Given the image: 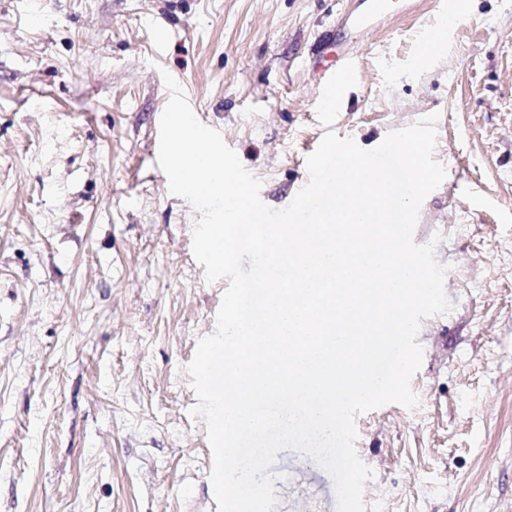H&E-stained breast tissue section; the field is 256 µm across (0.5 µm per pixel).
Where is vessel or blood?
<instances>
[{"mask_svg": "<svg viewBox=\"0 0 512 512\" xmlns=\"http://www.w3.org/2000/svg\"><path fill=\"white\" fill-rule=\"evenodd\" d=\"M439 24L427 28L428 42H440L446 31L444 22L459 18L460 0H434ZM398 12V0H356L354 6L341 12L335 23L325 26L316 36L310 61L317 81L324 93L330 95L334 105H341L340 92L353 77L352 37Z\"/></svg>", "mask_w": 512, "mask_h": 512, "instance_id": "obj_1", "label": "vessel or blood"}]
</instances>
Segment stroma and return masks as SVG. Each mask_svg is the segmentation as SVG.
Here are the masks:
<instances>
[{
  "mask_svg": "<svg viewBox=\"0 0 512 512\" xmlns=\"http://www.w3.org/2000/svg\"><path fill=\"white\" fill-rule=\"evenodd\" d=\"M347 0H0V512H217L184 368L228 280L192 252L199 214L157 163L182 86L287 206L324 134L377 147L438 114L443 183L414 240L441 235L453 309L425 318L420 404L356 421L367 512H512V0L396 16L353 43L320 117L308 47ZM274 512H337L331 476L286 449ZM435 11L439 18L443 19L442 25L436 23L427 28L425 39L429 43H439L442 35L448 29V19L455 18L457 20L461 13V2L459 0H434Z\"/></svg>",
  "mask_w": 512,
  "mask_h": 512,
  "instance_id": "1",
  "label": "stroma"
}]
</instances>
